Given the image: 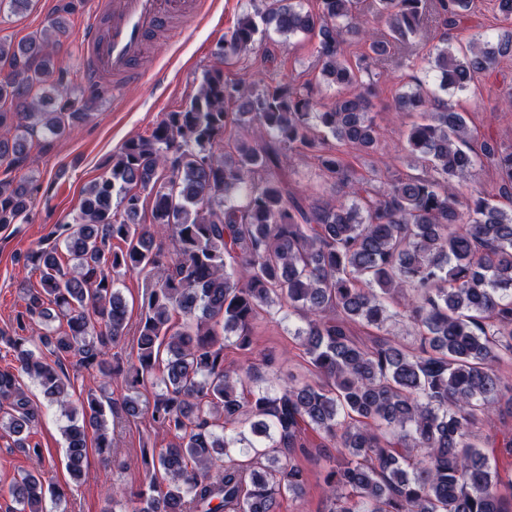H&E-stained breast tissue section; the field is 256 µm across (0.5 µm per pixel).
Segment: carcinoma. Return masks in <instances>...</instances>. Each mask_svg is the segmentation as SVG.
Masks as SVG:
<instances>
[{"label": "carcinoma", "instance_id": "obj_1", "mask_svg": "<svg viewBox=\"0 0 512 512\" xmlns=\"http://www.w3.org/2000/svg\"><path fill=\"white\" fill-rule=\"evenodd\" d=\"M262 2L224 33L220 65L189 101L128 139L86 188L74 223L57 225L66 256L55 245L27 254L40 287L24 292L14 335L0 334V344L68 408L74 480L89 443L112 450L109 416L145 413L172 437L144 452L148 481L113 491L112 512H279L281 498L304 494L299 457L312 459V448L328 512H512V481L498 467L512 458V430L479 443L493 413L512 417V208L498 203L512 197V147L489 137L474 149L470 114L438 94L466 90L512 51L499 36L453 47L450 32L470 20L473 0H373L385 25L377 32L365 27L361 0ZM79 7L58 0L50 28L16 45L0 40L1 161L19 162L35 136L49 142L88 116L94 99L75 95L55 52L69 38L63 15ZM433 22L443 28L430 60L438 90L419 84L394 100L395 111L418 117L407 163L428 171L371 189L339 150L379 147L361 74L391 60L414 67L415 54L395 60L393 51L415 47ZM269 25L285 37L316 35L334 98L292 76H225ZM303 151L336 198L310 201L288 186L285 169ZM484 166L495 180L473 192ZM34 190L0 179V227L23 220ZM149 200L153 231L137 222ZM127 272L144 278L136 354L125 360L110 349L128 338L118 287ZM51 306L66 327L34 334ZM279 314L298 320L310 375L285 387L265 377L272 359L250 360L258 327ZM396 318L404 338L388 331ZM229 347L246 364L226 367ZM71 356L100 376L79 409L63 379ZM114 377L127 391L120 399L109 393ZM0 410L14 446L40 456L31 439L39 407L9 370H0ZM6 494L14 512L64 498L43 469Z\"/></svg>", "mask_w": 512, "mask_h": 512}]
</instances>
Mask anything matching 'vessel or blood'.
<instances>
[{"label":"vessel or blood","instance_id":"b4317fda","mask_svg":"<svg viewBox=\"0 0 512 512\" xmlns=\"http://www.w3.org/2000/svg\"><path fill=\"white\" fill-rule=\"evenodd\" d=\"M107 22L91 17L79 38L84 56V80L91 89L118 77L137 81L146 42L170 19L180 18L184 27L195 24L201 0H110Z\"/></svg>","mask_w":512,"mask_h":512}]
</instances>
